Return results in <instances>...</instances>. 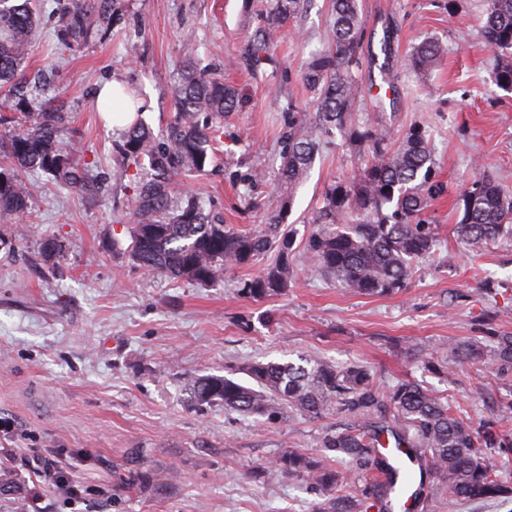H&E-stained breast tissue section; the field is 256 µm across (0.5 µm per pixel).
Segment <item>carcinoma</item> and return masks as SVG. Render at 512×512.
I'll return each mask as SVG.
<instances>
[{
	"mask_svg": "<svg viewBox=\"0 0 512 512\" xmlns=\"http://www.w3.org/2000/svg\"><path fill=\"white\" fill-rule=\"evenodd\" d=\"M305 2L276 0L273 23L294 20ZM485 16L486 40L498 58L497 80L512 88V0H485ZM35 31L30 0H0V84L23 63ZM327 39V53L311 60L303 73L317 112L300 132L291 129L284 137L278 181L286 191L300 185L316 147L335 129L357 147L363 166L352 179L326 190L306 249L315 268L343 287L362 295H389L404 287L414 263L429 255L436 241V225L422 218L431 198L430 140L422 128L412 127L399 144L389 146L378 133L353 124L362 39L358 0H332ZM438 56L437 46L426 42L412 66H429ZM10 92L18 102L13 115L0 116L1 126L12 127L7 141L0 142V215L22 218L28 214V190L21 173L40 170L76 191L89 181L91 169L62 140L65 113L40 101L36 88L12 86ZM172 96L176 112L164 139L136 121L118 146L114 178L125 177L131 160H146L151 170L134 199L129 260L147 272L207 286L224 278L225 270L275 250L278 259L244 282L241 291L255 300L283 293L293 274L292 239L276 218L269 233L243 232L209 220L198 198L172 196L178 177L205 174L224 113L237 102L236 91L191 68L181 73ZM462 203L463 216L454 225L461 244L478 251L512 238V197L492 178L475 179ZM488 341L487 346L458 343L451 352L461 361L512 364V335L493 332ZM247 374L256 387L221 376L193 377L188 387L197 404L218 401L226 410L269 420L286 407L317 416L336 406L353 418L351 426L324 434L323 453L289 449L278 460L282 477L306 478L320 492L315 512H393L399 493L416 502L420 512H430L438 497L450 504L512 500V486L501 481L483 452L512 448V437L477 432L448 399L418 383L401 381L382 391L365 365L312 359L255 363ZM390 446L418 470L393 467L381 452ZM354 470L371 473L361 489L351 484Z\"/></svg>",
	"mask_w": 512,
	"mask_h": 512,
	"instance_id": "obj_1",
	"label": "carcinoma"
}]
</instances>
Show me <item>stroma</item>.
I'll use <instances>...</instances> for the list:
<instances>
[{"label":"stroma","instance_id":"obj_1","mask_svg":"<svg viewBox=\"0 0 512 512\" xmlns=\"http://www.w3.org/2000/svg\"><path fill=\"white\" fill-rule=\"evenodd\" d=\"M81 0H38L39 27L16 76L44 84L67 112L65 140L82 152L97 184L74 192L41 172L25 174L31 221L0 216V512H314L320 497L304 479H282L288 449L319 453L346 413L315 418L291 409L277 421L223 405H197L189 376L248 383L260 363L323 359L370 367L380 389L410 380L449 397L478 432H512V369L453 359V343L483 340L487 327L512 335V239L478 253L453 233L461 193L483 174L512 190V91L496 79L483 32L484 0H359L362 77L381 37L390 39L387 96L361 91L353 119L397 141L420 126L440 188L424 217L438 228L430 257L386 296L344 290L306 253L312 218L330 185L351 179L357 158L342 136L325 140L308 179L284 204L296 275L285 294L254 300L241 288L275 261L267 253L200 286L141 270L129 261V203L148 165L112 168L122 129L108 126L94 96L116 78L149 102L155 136L174 111L171 89L187 58L221 76L238 95L224 115L214 161L179 178L210 216L241 231L268 230L281 140L299 112L314 113L302 81L313 52L327 46L330 0H308L296 23L271 21L270 0H95L84 40L70 47L66 25ZM265 32L262 61L253 36ZM439 45L415 70L420 44ZM62 245L47 258L45 240ZM433 366H425V357ZM62 460L83 487L57 494L28 465L29 451ZM150 473L144 488L128 477Z\"/></svg>","mask_w":512,"mask_h":512}]
</instances>
